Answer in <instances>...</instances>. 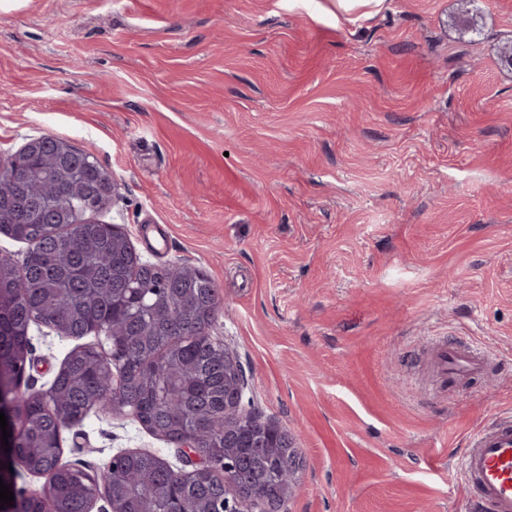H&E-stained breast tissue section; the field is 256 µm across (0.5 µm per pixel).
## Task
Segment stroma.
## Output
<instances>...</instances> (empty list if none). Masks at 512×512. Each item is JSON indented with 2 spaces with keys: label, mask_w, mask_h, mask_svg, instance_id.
<instances>
[{
  "label": "stroma",
  "mask_w": 512,
  "mask_h": 512,
  "mask_svg": "<svg viewBox=\"0 0 512 512\" xmlns=\"http://www.w3.org/2000/svg\"><path fill=\"white\" fill-rule=\"evenodd\" d=\"M0 0V152L54 136L118 185L97 220L199 267L250 406L301 454L288 512H464L474 431L512 419V0ZM31 390L74 340L33 326ZM434 336L495 361L441 385ZM62 463L185 466L91 410Z\"/></svg>",
  "instance_id": "1"
}]
</instances>
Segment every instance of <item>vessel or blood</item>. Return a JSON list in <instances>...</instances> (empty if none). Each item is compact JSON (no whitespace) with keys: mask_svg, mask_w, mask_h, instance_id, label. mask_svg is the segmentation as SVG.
<instances>
[{"mask_svg":"<svg viewBox=\"0 0 512 512\" xmlns=\"http://www.w3.org/2000/svg\"><path fill=\"white\" fill-rule=\"evenodd\" d=\"M491 358L477 343L448 340L433 346V362L443 380L460 383L483 374ZM470 487L469 512H512V422L475 431L462 456Z\"/></svg>","mask_w":512,"mask_h":512,"instance_id":"1","label":"vessel or blood"}]
</instances>
